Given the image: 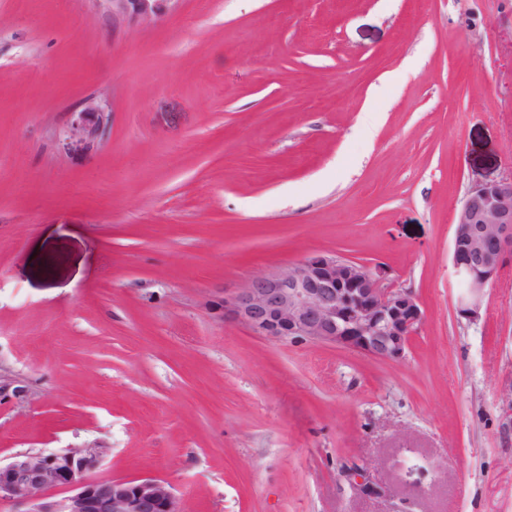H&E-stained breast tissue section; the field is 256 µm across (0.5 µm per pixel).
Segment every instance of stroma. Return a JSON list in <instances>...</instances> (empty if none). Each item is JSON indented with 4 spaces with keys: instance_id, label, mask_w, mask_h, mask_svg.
Instances as JSON below:
<instances>
[{
    "instance_id": "obj_1",
    "label": "stroma",
    "mask_w": 512,
    "mask_h": 512,
    "mask_svg": "<svg viewBox=\"0 0 512 512\" xmlns=\"http://www.w3.org/2000/svg\"><path fill=\"white\" fill-rule=\"evenodd\" d=\"M510 174L512 0H0V459L105 446L182 512H512V259L473 322L451 262ZM316 252L414 294L405 358L225 320ZM102 10L112 15V21L136 19L151 24L162 18L173 0H97ZM72 119L64 133L68 138L93 142L102 135L109 124L111 107L107 101L88 97L72 112Z\"/></svg>"
}]
</instances>
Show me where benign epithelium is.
<instances>
[{"mask_svg":"<svg viewBox=\"0 0 512 512\" xmlns=\"http://www.w3.org/2000/svg\"><path fill=\"white\" fill-rule=\"evenodd\" d=\"M112 20L151 24L174 0H97ZM108 102L88 97L73 111L64 133L93 142L109 124ZM452 266L460 294L457 312L478 317L486 288L512 257V176L471 190L455 215ZM224 317L268 338L339 345L381 361L405 357L424 313L412 292L389 282L386 270L324 252L253 276L224 296ZM108 449L99 445L24 452L0 463V500L27 512H182L172 485L154 476L92 481ZM346 477L373 490L367 471L352 467ZM53 489L68 495L55 499Z\"/></svg>","mask_w":512,"mask_h":512,"instance_id":"1","label":"benign epithelium"}]
</instances>
